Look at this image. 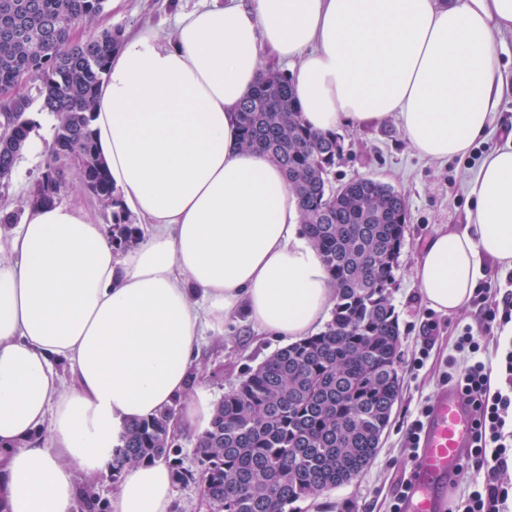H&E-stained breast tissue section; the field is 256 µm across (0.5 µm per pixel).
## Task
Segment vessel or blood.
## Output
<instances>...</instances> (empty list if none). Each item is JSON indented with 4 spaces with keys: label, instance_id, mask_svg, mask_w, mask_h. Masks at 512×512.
<instances>
[{
    "label": "vessel or blood",
    "instance_id": "obj_1",
    "mask_svg": "<svg viewBox=\"0 0 512 512\" xmlns=\"http://www.w3.org/2000/svg\"><path fill=\"white\" fill-rule=\"evenodd\" d=\"M472 418L454 388L437 393L422 431L419 458L409 480L405 512H448L453 485L462 473Z\"/></svg>",
    "mask_w": 512,
    "mask_h": 512
}]
</instances>
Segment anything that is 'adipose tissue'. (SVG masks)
<instances>
[{
	"mask_svg": "<svg viewBox=\"0 0 512 512\" xmlns=\"http://www.w3.org/2000/svg\"><path fill=\"white\" fill-rule=\"evenodd\" d=\"M512 0H227L146 28L109 63L92 128L125 206L152 231L126 255L70 204L28 210L0 259V501L78 512V474L112 459L127 422L186 391L201 337L243 315L297 341L336 301L280 167L243 149L237 115L262 56L288 61L306 124L396 118L424 158L466 154L507 83ZM463 229L415 267L428 306L470 301L483 259L512 267V142L468 187ZM66 362L64 385L54 370ZM48 431V441L37 434ZM165 460L127 470L112 512H173Z\"/></svg>",
	"mask_w": 512,
	"mask_h": 512,
	"instance_id": "obj_1",
	"label": "adipose tissue"
}]
</instances>
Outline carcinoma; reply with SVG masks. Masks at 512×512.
<instances>
[{
  "label": "carcinoma",
  "mask_w": 512,
  "mask_h": 512,
  "mask_svg": "<svg viewBox=\"0 0 512 512\" xmlns=\"http://www.w3.org/2000/svg\"><path fill=\"white\" fill-rule=\"evenodd\" d=\"M107 0H0V183L11 179L35 127L31 108L54 118V133L26 206L62 202L66 155H76L80 188L111 216L114 249L143 239L91 127L96 93L121 31L74 43ZM242 147L281 167L301 212L302 232L336 289L330 319L316 334L265 359L214 406L196 437L198 471L186 469L169 432L179 401L127 425L108 464L112 479L155 459L168 461L175 483L207 480L210 512H295L294 504L359 476L377 452L401 392L400 328L389 300L405 228L406 198L371 177L333 185L344 145L334 131L304 123L288 72L266 65L239 110ZM80 496L91 512L109 505L88 478Z\"/></svg>",
  "instance_id": "obj_1"
}]
</instances>
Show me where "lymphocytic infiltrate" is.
Segmentation results:
<instances>
[{
	"label": "lymphocytic infiltrate",
	"mask_w": 512,
	"mask_h": 512,
	"mask_svg": "<svg viewBox=\"0 0 512 512\" xmlns=\"http://www.w3.org/2000/svg\"><path fill=\"white\" fill-rule=\"evenodd\" d=\"M472 304L483 332L504 331L512 323V270L484 272ZM444 378L473 408L474 434L465 459L467 489L451 512H512V485L500 478L512 460V347L487 354L471 324L458 327L448 352ZM500 385L491 388V374Z\"/></svg>",
	"instance_id": "f902f5d3"
}]
</instances>
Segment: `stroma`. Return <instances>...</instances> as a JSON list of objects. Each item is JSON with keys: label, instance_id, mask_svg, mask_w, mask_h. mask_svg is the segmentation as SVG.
<instances>
[{"label": "stroma", "instance_id": "35a3bbf8", "mask_svg": "<svg viewBox=\"0 0 512 512\" xmlns=\"http://www.w3.org/2000/svg\"><path fill=\"white\" fill-rule=\"evenodd\" d=\"M214 3L215 0H109L95 29H119L126 34L148 25L168 29L177 17ZM92 30L77 29L75 37L87 39ZM337 132L344 139V153L335 169V183L373 177L391 185L408 202L410 221L405 230V246L389 289L401 333L398 373L402 391L380 448L364 471L349 483L297 502L296 508L298 512H390L393 492L411 468L412 451L404 438L406 425L423 406L431 404L443 386L448 344L456 324L477 321L470 306L450 314L429 308L419 292L414 267L432 236L466 224L468 213L474 208L467 184L480 166L467 156L446 161L420 157L393 118L362 128L343 125ZM44 161V155L23 152L8 186L0 188V204L14 207L25 199ZM431 321L437 327L430 332L426 325ZM427 340L432 343L430 357L423 367H415L413 360ZM284 345L282 338L263 333L246 318L225 321L223 335H206L200 342L193 363L204 369L205 376L187 392V400L219 401L250 369Z\"/></svg>", "mask_w": 512, "mask_h": 512}]
</instances>
